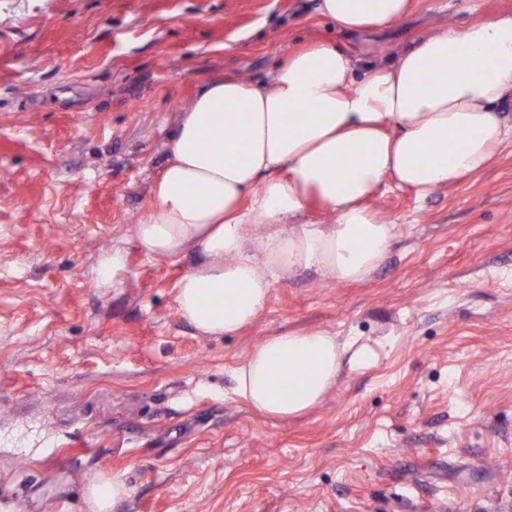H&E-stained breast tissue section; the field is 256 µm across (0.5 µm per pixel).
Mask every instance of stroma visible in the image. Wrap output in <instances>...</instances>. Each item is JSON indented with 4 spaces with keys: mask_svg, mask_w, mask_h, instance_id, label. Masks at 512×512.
Instances as JSON below:
<instances>
[{
    "mask_svg": "<svg viewBox=\"0 0 512 512\" xmlns=\"http://www.w3.org/2000/svg\"><path fill=\"white\" fill-rule=\"evenodd\" d=\"M318 0H0V512H512V141L425 199L384 184L396 226L361 282L311 270L257 320L206 337L176 305L196 263L132 236L192 98L257 82L311 39L370 64L424 30L512 0H414L395 24L339 29ZM125 265L103 282L100 263ZM285 331L358 337L321 404L288 419L230 371ZM87 495L92 512H111L128 495V488L120 477L112 476V479H95Z\"/></svg>",
    "mask_w": 512,
    "mask_h": 512,
    "instance_id": "35a3bbf8",
    "label": "stroma"
}]
</instances>
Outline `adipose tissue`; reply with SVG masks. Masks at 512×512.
<instances>
[{
    "mask_svg": "<svg viewBox=\"0 0 512 512\" xmlns=\"http://www.w3.org/2000/svg\"><path fill=\"white\" fill-rule=\"evenodd\" d=\"M411 9L412 0L318 6L348 30ZM510 92L512 14L421 34L382 65L311 41L268 82L227 76L196 95L134 239L154 258L199 255L177 285V309L202 335L235 334L298 271L364 280L395 234L367 200L387 180L425 198L483 171L512 139V118L497 110ZM311 206L328 221L297 223ZM345 359L367 366L375 352L325 331L284 332L233 369V392L260 414L298 416L335 386Z\"/></svg>",
    "mask_w": 512,
    "mask_h": 512,
    "instance_id": "1",
    "label": "adipose tissue"
}]
</instances>
